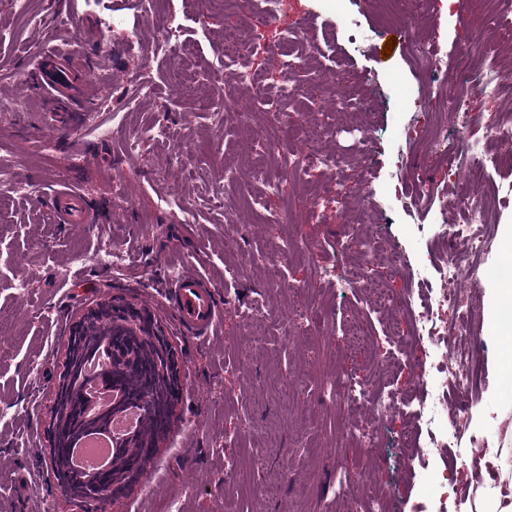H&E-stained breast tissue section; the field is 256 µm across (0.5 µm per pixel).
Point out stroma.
Segmentation results:
<instances>
[{"label": "stroma", "instance_id": "35a3bbf8", "mask_svg": "<svg viewBox=\"0 0 512 512\" xmlns=\"http://www.w3.org/2000/svg\"><path fill=\"white\" fill-rule=\"evenodd\" d=\"M261 9L260 0H224L220 11L211 0H160L143 16L137 0H30L28 16L0 10V158L9 161L0 175V311L7 314L0 337V512H85L55 487L45 419L70 325L106 296L134 300L162 321L183 389L181 422L141 481L122 502L98 503L97 512H158L163 500L179 501L182 512H366L365 498L376 492L385 494L389 512H466L477 489L498 480L491 458L473 462L470 446L489 449L512 433V412L500 410L498 349L487 337L489 290L512 283V262L502 251L503 227L512 224L505 192L512 166L487 156L485 183L452 188L448 171L458 158L429 147L428 139L439 120L452 136L512 121V92L456 111L423 59L398 49L382 55L389 17L377 0H344L341 27L318 0H283L268 24ZM399 10L407 25L424 16L448 56L460 46L476 58L488 50L512 56L511 44L481 23L458 22L443 0H400ZM173 14L183 19V50L155 54ZM127 24L140 27L139 47L127 44ZM230 29L256 33L246 55L222 54ZM357 29L376 37L353 48ZM292 39L312 47V55L267 71V46ZM51 52L69 53L75 72L87 74L80 94L107 111L88 113L79 124L45 117L46 95L27 91L23 80ZM144 65L151 95L141 111L113 125L110 109L121 87ZM246 67L266 70V93L240 88L243 115L214 124L226 75ZM340 69L354 93L367 94L368 112L354 105L337 111L330 93L310 97L311 85L332 82ZM288 84L294 95L277 96ZM419 90L428 102L414 110L408 100ZM159 120L166 138L149 137ZM352 127L366 128L368 142H354ZM265 136L285 152L303 138L335 149L347 164L344 185L335 171L299 169L281 189L265 191L254 179L265 160L253 149ZM134 140L140 151L131 157ZM200 168L222 186L218 200L197 178ZM237 175L261 197L262 211L235 188ZM365 175L377 199L371 212L359 202ZM63 183L87 197L92 223H57L51 199ZM431 183L448 186L447 196L419 205L394 197L396 185ZM492 184L500 193L485 227L490 247L477 261L479 273L458 285L475 312L471 331L479 346L476 387L448 396L466 437L421 461L415 450L427 429L415 411L428 395L416 389L412 366L434 376L439 358L416 340L409 311L377 308L371 299L378 288L395 301L436 291L434 260L446 248L432 231L437 214L457 221V197L482 201ZM374 228L395 252L378 251L364 263L355 250ZM342 232L343 255L336 251ZM107 244L124 252L122 269L95 262ZM175 269L217 290L222 313L213 335L180 329L167 288ZM21 280L28 285L22 294L15 288ZM299 305L319 309L320 321L295 324ZM347 372L368 390L399 397L397 408L377 420L362 407L337 404L336 378ZM351 423L377 424L381 445L373 457L347 440ZM229 457L239 462L237 474L225 468Z\"/></svg>", "mask_w": 512, "mask_h": 512}]
</instances>
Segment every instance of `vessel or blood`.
Returning <instances> with one entry per match:
<instances>
[{"label":"vessel or blood","mask_w":512,"mask_h":512,"mask_svg":"<svg viewBox=\"0 0 512 512\" xmlns=\"http://www.w3.org/2000/svg\"><path fill=\"white\" fill-rule=\"evenodd\" d=\"M35 79L44 88L59 93L60 101L49 102L47 112H63L67 117L78 116L85 103L74 90V77L66 63L56 62L42 68ZM53 208L58 223H89V212L83 195L64 188L53 197ZM172 290L178 324L184 331L196 336L211 334L220 321L219 299L210 284L200 277L180 272L168 283Z\"/></svg>","instance_id":"1"}]
</instances>
